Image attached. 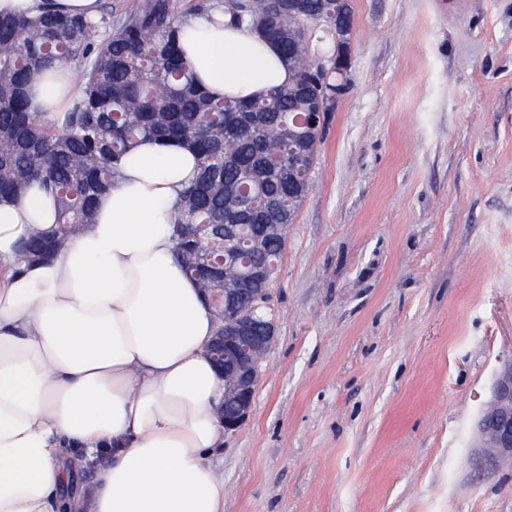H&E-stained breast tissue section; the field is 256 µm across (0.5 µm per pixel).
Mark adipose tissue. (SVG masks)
Listing matches in <instances>:
<instances>
[{
  "instance_id": "obj_1",
  "label": "adipose tissue",
  "mask_w": 512,
  "mask_h": 512,
  "mask_svg": "<svg viewBox=\"0 0 512 512\" xmlns=\"http://www.w3.org/2000/svg\"><path fill=\"white\" fill-rule=\"evenodd\" d=\"M180 46L216 97L248 100L292 79L245 23L189 19ZM71 97L67 73H52L31 108L62 112ZM196 166L184 146L142 142L93 223L20 269L19 242L54 227V204L36 187L0 200V512H224L209 461L224 444V381L205 353L215 316L171 242ZM91 464L90 492L65 496Z\"/></svg>"
}]
</instances>
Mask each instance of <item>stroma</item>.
Listing matches in <instances>:
<instances>
[{
	"mask_svg": "<svg viewBox=\"0 0 512 512\" xmlns=\"http://www.w3.org/2000/svg\"><path fill=\"white\" fill-rule=\"evenodd\" d=\"M224 512H512L476 475L512 363V0H351Z\"/></svg>",
	"mask_w": 512,
	"mask_h": 512,
	"instance_id": "1",
	"label": "stroma"
}]
</instances>
